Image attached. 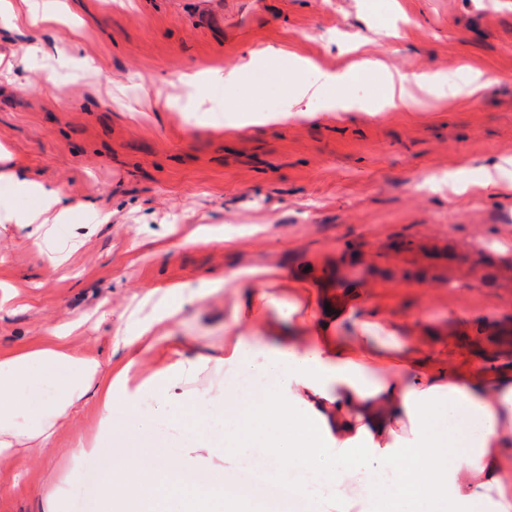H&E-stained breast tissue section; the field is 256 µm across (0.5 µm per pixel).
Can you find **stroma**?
<instances>
[{
  "label": "stroma",
  "instance_id": "35a3bbf8",
  "mask_svg": "<svg viewBox=\"0 0 512 512\" xmlns=\"http://www.w3.org/2000/svg\"><path fill=\"white\" fill-rule=\"evenodd\" d=\"M63 23L0 24V171L17 170L61 190L67 232L94 225L63 265L25 228L0 224V350L36 343L75 324L73 347L103 369L126 361L122 337L186 283L195 297L158 327L168 348L143 355L151 368L176 353L213 354L230 324L224 279L264 263L312 269L341 287L380 283L391 315L471 323L460 342L512 362V334L486 336L485 322L512 323V174L480 185L486 166L512 159V0H65ZM69 46L63 72L34 62L33 40ZM283 47L309 59L318 84L364 60L411 74L465 67L495 76L477 96L425 98L410 110L342 112L315 120L213 129L187 109L181 79L196 66L225 70L250 51ZM99 73H81L83 59ZM66 81L64 94L53 83ZM231 106L272 95L281 78L265 67L242 84L212 86ZM174 99L172 108L157 99ZM198 243H190V236ZM160 247L142 251L141 241ZM371 250L369 264H346ZM95 401L56 452L34 453L19 486L0 484V512H40L57 482L67 512H89L100 474L72 469L57 451L91 427Z\"/></svg>",
  "mask_w": 512,
  "mask_h": 512
}]
</instances>
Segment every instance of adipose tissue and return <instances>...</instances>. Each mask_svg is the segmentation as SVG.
Here are the masks:
<instances>
[{
    "mask_svg": "<svg viewBox=\"0 0 512 512\" xmlns=\"http://www.w3.org/2000/svg\"><path fill=\"white\" fill-rule=\"evenodd\" d=\"M249 63L278 67L293 81L286 111L247 116V126L405 109L416 103L415 87L455 98L489 82L481 72L454 83L437 70L386 72L380 98L332 97L318 111L311 98L341 73L301 85L296 76L310 61L272 46L251 51ZM6 179L39 200L15 223L46 238L48 225L68 211L63 198L14 172ZM226 281L232 325L219 354L180 356L137 382L130 374L141 354L166 341L152 327L176 316L182 292H170L154 321L125 337L128 358L107 380L100 362L71 348L63 330L0 351V463L52 449L93 399L97 429L67 454L80 464L101 446L112 450L95 512H255L224 471L248 466L258 448L270 468L316 477L327 512L354 503L361 487L371 491L368 512H512V364L475 360L448 326L394 321L355 283L308 288L260 264ZM206 372L270 386L257 407L243 409L224 388L195 390Z\"/></svg>",
    "mask_w": 512,
    "mask_h": 512,
    "instance_id": "adipose-tissue-1",
    "label": "adipose tissue"
}]
</instances>
